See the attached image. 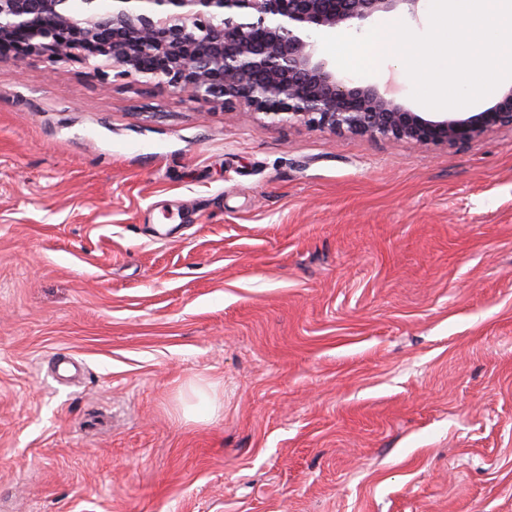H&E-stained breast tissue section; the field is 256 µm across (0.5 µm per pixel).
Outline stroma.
<instances>
[{
  "label": "stroma",
  "mask_w": 512,
  "mask_h": 512,
  "mask_svg": "<svg viewBox=\"0 0 512 512\" xmlns=\"http://www.w3.org/2000/svg\"><path fill=\"white\" fill-rule=\"evenodd\" d=\"M0 512H512V130L1 57Z\"/></svg>",
  "instance_id": "stroma-1"
}]
</instances>
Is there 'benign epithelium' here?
I'll return each mask as SVG.
<instances>
[{
    "mask_svg": "<svg viewBox=\"0 0 512 512\" xmlns=\"http://www.w3.org/2000/svg\"><path fill=\"white\" fill-rule=\"evenodd\" d=\"M423 0H0V57L77 61L195 100L241 105L271 124L462 147L512 129V86L481 112L418 113L336 73L318 36L376 14L418 20Z\"/></svg>",
    "mask_w": 512,
    "mask_h": 512,
    "instance_id": "obj_1",
    "label": "benign epithelium"
}]
</instances>
